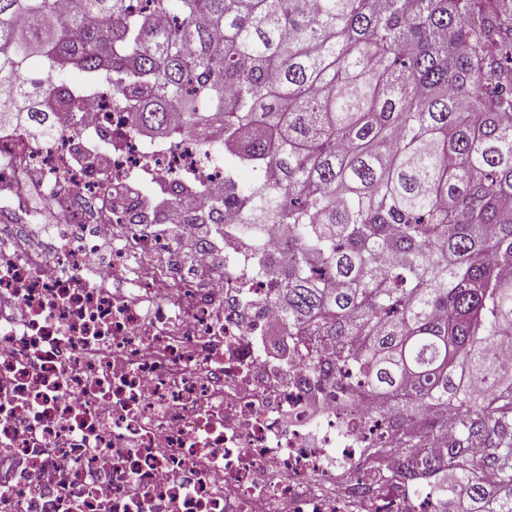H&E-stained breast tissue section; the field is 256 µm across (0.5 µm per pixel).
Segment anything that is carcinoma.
<instances>
[{
    "label": "carcinoma",
    "instance_id": "carcinoma-1",
    "mask_svg": "<svg viewBox=\"0 0 512 512\" xmlns=\"http://www.w3.org/2000/svg\"><path fill=\"white\" fill-rule=\"evenodd\" d=\"M152 2L0 0V123L21 112L48 136L39 103L81 111L72 69L112 77L134 134L171 135L175 112L222 123L224 192L198 186L211 215L191 223L240 212L224 235L281 264L288 335L427 414L451 512H512V380L493 353L512 344V0ZM191 201L165 193L152 220ZM264 224L284 226L282 253ZM396 449V478L426 477L416 431Z\"/></svg>",
    "mask_w": 512,
    "mask_h": 512
}]
</instances>
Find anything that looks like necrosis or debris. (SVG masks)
<instances>
[{
	"label": "necrosis or debris",
	"mask_w": 512,
	"mask_h": 512,
	"mask_svg": "<svg viewBox=\"0 0 512 512\" xmlns=\"http://www.w3.org/2000/svg\"><path fill=\"white\" fill-rule=\"evenodd\" d=\"M48 122L37 141L0 126V217L35 193L57 217L46 247L0 233V512H441L434 490L387 479L408 429L437 463L424 417L336 372L326 347L269 355L280 266L202 238L203 286L126 195L223 186L203 151L223 146L221 124L145 140L102 79ZM128 275L135 287L112 289ZM372 448L388 451L382 471Z\"/></svg>",
	"instance_id": "obj_1"
}]
</instances>
